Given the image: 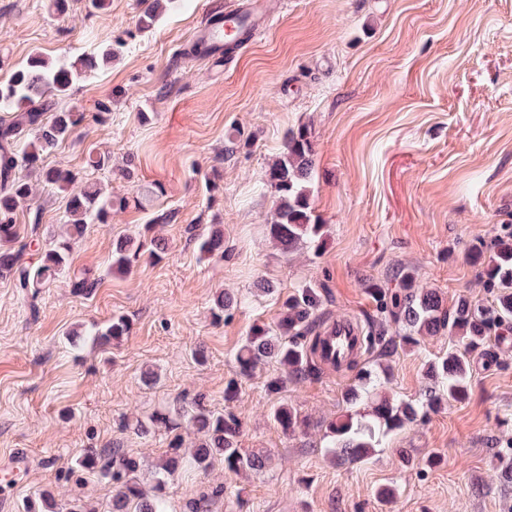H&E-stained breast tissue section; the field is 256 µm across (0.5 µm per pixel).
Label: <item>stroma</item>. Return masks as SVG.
I'll list each match as a JSON object with an SVG mask.
<instances>
[{
  "label": "stroma",
  "mask_w": 512,
  "mask_h": 512,
  "mask_svg": "<svg viewBox=\"0 0 512 512\" xmlns=\"http://www.w3.org/2000/svg\"><path fill=\"white\" fill-rule=\"evenodd\" d=\"M232 2L175 0L141 32L139 0H109L95 13L73 0L63 17L47 0H0L2 82L35 51L62 65L115 47L111 64L59 103L87 113L107 103L108 120L59 144L44 166L119 193L164 187L152 210L130 207L88 224L68 276L37 298L0 278V512H25L45 489L81 499L86 512H109L110 483L92 473L66 483L58 469L90 447L155 463L164 432L141 436L130 423L197 394L234 413L241 448L270 452L272 462L258 473L219 463L206 476H178L167 488L169 512H185L218 485L224 494L211 512H512V485L499 472L512 457V336L493 333L472 350L465 401L410 423L369 461L342 466L317 427L287 436L271 413L285 402L315 424L345 414L354 370L271 394L264 380L275 364L243 379L234 364L251 327L274 324L279 296L306 283L325 287L330 317L363 325L375 313L367 284L390 282L400 267L447 304L491 300L468 248L512 224V0H286L230 65L192 56L201 23ZM301 125L314 142L312 206L329 232L320 251L285 256L268 232L267 173L287 131ZM92 147L111 154V172L87 166ZM66 202L37 184L41 244L64 232ZM156 210L171 221L149 226ZM214 224L224 255L201 257L197 235ZM148 230L166 243L160 257L112 270L113 244ZM86 271L101 279L90 297L72 287ZM267 284L277 296L263 293ZM223 290L239 304L217 323L211 307ZM115 315L131 332L99 348L86 331ZM455 344L444 334L400 348L388 360L386 395L422 399L426 364ZM198 348L205 361L194 358ZM150 369L157 383H145ZM233 378L239 392L228 404ZM434 455L441 462L432 467ZM385 484L397 489L388 503L375 497Z\"/></svg>",
  "instance_id": "stroma-1"
}]
</instances>
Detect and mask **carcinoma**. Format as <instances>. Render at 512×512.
Listing matches in <instances>:
<instances>
[{"label": "carcinoma", "mask_w": 512, "mask_h": 512, "mask_svg": "<svg viewBox=\"0 0 512 512\" xmlns=\"http://www.w3.org/2000/svg\"><path fill=\"white\" fill-rule=\"evenodd\" d=\"M175 0H141L138 29L154 27L167 4ZM112 46L85 57L69 66H52L40 54L29 56L26 65L16 69L0 83V111L11 113L0 122V277L11 278L23 290L37 289L65 272L69 265L71 243L83 236L87 224L108 222L112 212L131 205L146 208L162 188L141 195L128 196L104 189L96 182H87L74 191L71 185L76 175L68 169L44 168L43 156L69 139L86 120L105 121L104 112L89 116L72 107L55 109V99L71 95L73 86L93 72L112 62ZM87 164L96 171H112L111 155L90 149ZM314 166V148L310 130L301 126L288 131L283 155L269 168L268 185L275 198V217L270 224L271 238L279 250L287 254L299 247L323 246L327 225L315 214L310 202L309 180ZM37 170L42 182L67 193V233L49 247H39L38 262L25 260L29 244L21 241L18 212L27 206L31 225L30 236H36L39 209L32 207L33 185L20 171ZM164 246L158 239L138 242L131 238L117 241L112 248V267L127 270L144 252L156 257ZM200 252L209 257L224 255V234L212 230L200 235ZM471 255L484 266L486 287L496 289L492 304L484 306L468 297H460L452 309L444 307L443 299L433 289L423 287L414 270L401 268L393 274L395 287L386 288L373 282L368 286L376 304L377 314L369 322L368 350L378 358H390L398 347L415 345L418 337L448 333L458 337L461 347L431 361L426 376L433 382L417 403L397 401L376 393L380 376L370 369L357 373L356 383L343 393L346 403L362 398L371 399L369 418H357L347 413L325 425L326 448L344 462L370 458L383 438L404 428L429 412L438 411L448 402L464 401L470 391L471 364L468 349L477 346L496 329H512V231L498 236L491 244L479 241L471 246ZM100 284V279L85 273L73 282L76 293L88 296ZM325 289L306 284L282 301L278 321L267 326L254 325L235 354L237 374L252 377L261 364L277 363L284 374L270 376L265 389L280 393L286 383L321 379L326 369L317 358L321 331L327 326L321 312ZM237 299L219 293L211 308L219 321L230 315ZM397 324L404 335L390 334V324ZM131 325L123 315L97 333L102 345L118 343L129 335ZM272 420L288 435L308 427L297 410L281 403L272 412ZM201 436L199 443L187 446L180 430L183 426ZM168 434L167 448L161 458L145 468L141 457L120 448H87L74 462L61 470L58 479L70 481L76 474L89 472L112 482L111 512H168L164 489L176 473L191 468L208 472L214 462L221 461L224 469L258 472L266 468L270 456L263 452H247L238 446L242 425L237 416L216 412L199 396L153 413L149 423L137 422L134 430L148 435L153 428ZM41 505L27 504L26 512H84L78 503L59 504L52 494H40Z\"/></svg>", "instance_id": "obj_1"}]
</instances>
